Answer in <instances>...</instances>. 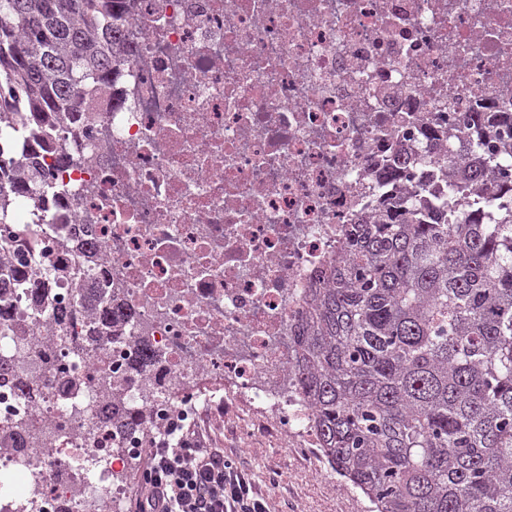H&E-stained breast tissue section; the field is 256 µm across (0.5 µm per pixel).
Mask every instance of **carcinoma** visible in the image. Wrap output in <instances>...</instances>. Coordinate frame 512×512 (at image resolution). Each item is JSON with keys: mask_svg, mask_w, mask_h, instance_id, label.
<instances>
[{"mask_svg": "<svg viewBox=\"0 0 512 512\" xmlns=\"http://www.w3.org/2000/svg\"><path fill=\"white\" fill-rule=\"evenodd\" d=\"M132 0H0V131L27 113L20 173L0 180V225L13 200L38 207L49 176V130L79 119L92 98H119L134 53ZM464 158L437 164L449 191L486 185L502 165L480 157L485 117ZM349 256L311 288L294 337L296 386L313 413L319 451L360 490L371 512H512V204L448 223V201L427 221L412 205L346 231ZM31 289L53 307L45 282L18 267L0 279ZM94 329L114 335L134 312L102 279ZM55 308V307H53ZM59 329L73 309L57 307ZM141 339L131 368L159 367ZM99 419L119 430L146 428L147 411L109 403ZM26 425L0 436V452L24 447Z\"/></svg>", "mask_w": 512, "mask_h": 512, "instance_id": "1", "label": "carcinoma"}]
</instances>
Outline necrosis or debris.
Returning <instances> with one entry per match:
<instances>
[{
	"label": "necrosis or debris",
	"mask_w": 512,
	"mask_h": 512,
	"mask_svg": "<svg viewBox=\"0 0 512 512\" xmlns=\"http://www.w3.org/2000/svg\"><path fill=\"white\" fill-rule=\"evenodd\" d=\"M129 29L119 101L53 130L50 201L13 209L32 271L76 275L50 285L74 311L64 335L25 289L0 298V352L15 357L0 426L37 428L28 464L0 454V512H121L123 461L166 436L176 411L220 427L238 408L315 455L294 338L309 289L347 254L345 228L419 186L433 198L434 162L448 136L469 137L478 106L483 155L512 137V0H135ZM404 148L425 157L391 178ZM61 153L77 165L56 166ZM74 229L95 263L58 246ZM103 276L136 313L114 338L90 335ZM144 336L162 370H130ZM50 358L77 391L58 393ZM111 397L151 409V428L98 422Z\"/></svg>",
	"instance_id": "necrosis-or-debris-1"
}]
</instances>
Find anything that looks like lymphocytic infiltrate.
Instances as JSON below:
<instances>
[{"label": "lymphocytic infiltrate", "instance_id": "lymphocytic-infiltrate-1", "mask_svg": "<svg viewBox=\"0 0 512 512\" xmlns=\"http://www.w3.org/2000/svg\"><path fill=\"white\" fill-rule=\"evenodd\" d=\"M142 460L133 512H269L249 472L223 450L205 447L198 432L152 444Z\"/></svg>", "mask_w": 512, "mask_h": 512}]
</instances>
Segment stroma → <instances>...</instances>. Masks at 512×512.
Masks as SVG:
<instances>
[{"mask_svg":"<svg viewBox=\"0 0 512 512\" xmlns=\"http://www.w3.org/2000/svg\"><path fill=\"white\" fill-rule=\"evenodd\" d=\"M226 457L244 465L266 494L270 512H368L370 503L357 489L346 486L329 466L310 460L279 438L256 431L251 417L225 416L224 432L213 437Z\"/></svg>","mask_w":512,"mask_h":512,"instance_id":"obj_1","label":"stroma"}]
</instances>
